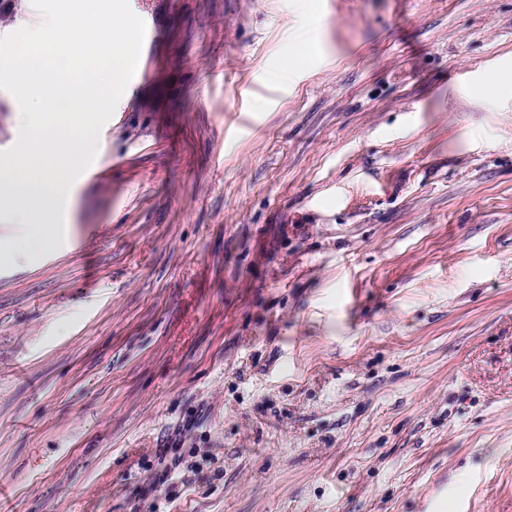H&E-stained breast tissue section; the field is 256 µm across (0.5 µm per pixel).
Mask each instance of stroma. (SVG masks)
Wrapping results in <instances>:
<instances>
[{
    "label": "stroma",
    "mask_w": 512,
    "mask_h": 512,
    "mask_svg": "<svg viewBox=\"0 0 512 512\" xmlns=\"http://www.w3.org/2000/svg\"><path fill=\"white\" fill-rule=\"evenodd\" d=\"M129 2L0 257V512H512V0Z\"/></svg>",
    "instance_id": "obj_1"
}]
</instances>
